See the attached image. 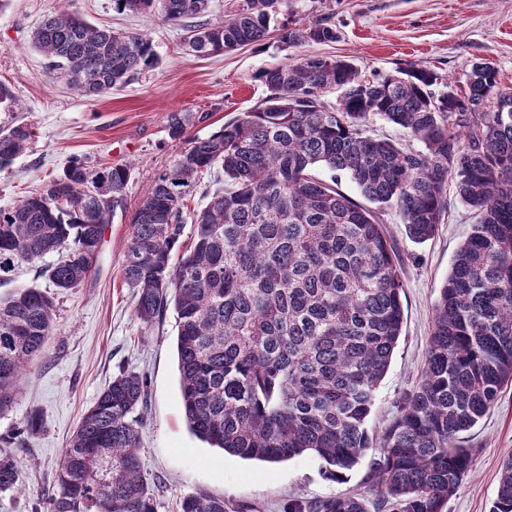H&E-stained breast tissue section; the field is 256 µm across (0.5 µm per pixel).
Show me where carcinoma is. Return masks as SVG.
<instances>
[{
    "mask_svg": "<svg viewBox=\"0 0 512 512\" xmlns=\"http://www.w3.org/2000/svg\"><path fill=\"white\" fill-rule=\"evenodd\" d=\"M272 0H238L229 18L189 26L192 50L216 55L264 39ZM119 12H158L179 23L211 0H113ZM336 40L320 22L282 28L288 48ZM54 75L82 97L104 95L158 67L153 39L100 28L56 8L33 34ZM268 95L207 135L188 130L207 112H171L178 149L132 212L122 259L134 314L151 325L175 312L180 394L189 429L245 460L318 457L336 480L371 448L369 487L388 512H443L471 471L459 444L512 383V90L498 70L471 65L465 85L423 67L360 75L343 58L304 53L259 74ZM443 86L437 91L435 87ZM340 92L336 104L326 93ZM406 140L365 134L370 116ZM26 124L0 127V169L26 149ZM347 176L360 203L332 182ZM220 168L224 187L196 214L184 245L186 190ZM130 167L93 168L74 155L63 174L0 207V285L22 263L63 292L90 274L104 225L123 207ZM476 218L440 289L421 380L375 437L368 419L401 336L403 262L379 215L396 207L423 244L446 213L448 181ZM63 257L52 263L53 254ZM55 298L24 286L0 297V414L18 398L26 364L53 335ZM146 376L122 369L87 411L58 462L53 492L31 512H156L134 414ZM41 420L29 414L19 441ZM0 454V490L21 481ZM178 512H242L222 496L190 494ZM288 512H368L352 495L298 497ZM490 512H512V457Z\"/></svg>",
    "mask_w": 512,
    "mask_h": 512,
    "instance_id": "cac0c4a2",
    "label": "carcinoma"
}]
</instances>
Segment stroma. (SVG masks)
<instances>
[{"instance_id":"1","label":"stroma","mask_w":512,"mask_h":512,"mask_svg":"<svg viewBox=\"0 0 512 512\" xmlns=\"http://www.w3.org/2000/svg\"><path fill=\"white\" fill-rule=\"evenodd\" d=\"M54 6V0H11L0 12V82L11 87L16 100L15 108H0V126L23 123L37 133L25 152L0 171V206L61 175L75 154L96 168L126 164L131 177L123 210L105 226L93 272L59 295L56 329L43 354L27 367L14 408L0 416V450L23 466L20 486L0 491V512H31L34 502L51 493L63 448L122 368L149 380L142 457L157 512H176L180 497L199 493L225 497L255 512H286L289 500L298 496L367 495V464L337 481L311 454L279 463L245 460L189 432L180 398L175 315L142 324L134 315L133 291L122 279L128 218L155 178L177 159L167 135L168 113L207 112L220 125L258 105L267 94L259 73L298 54L280 41L287 22L333 26L336 41L310 44V51L345 57L367 78L416 65L461 85L472 63L485 62L497 68L503 84L512 85V0H290L272 18L260 44L209 57L190 51L186 26L165 22L158 13H120L112 0H70L69 10L93 24L148 34L162 60L125 88L94 100L81 98L55 78L45 56L32 46L34 30ZM383 219L409 259L403 274L402 333L369 418L378 435L421 379L439 290L473 222L453 194L442 224L425 243L407 238L396 210H386ZM33 411L40 416L41 431L25 444H5V437ZM468 440L474 465L446 512H489L500 465L512 456V384Z\"/></svg>"}]
</instances>
